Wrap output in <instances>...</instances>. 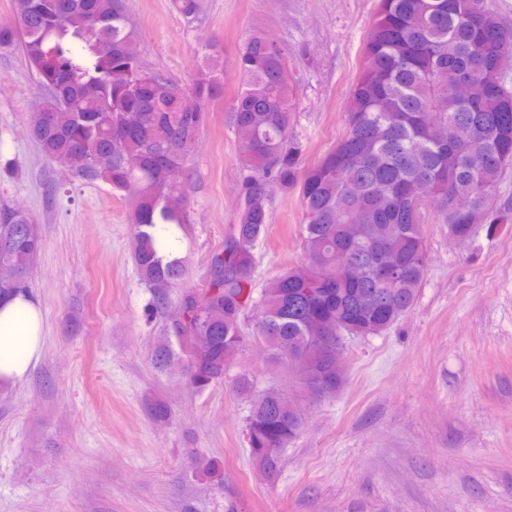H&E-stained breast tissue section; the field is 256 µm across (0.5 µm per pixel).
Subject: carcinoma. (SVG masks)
I'll return each mask as SVG.
<instances>
[{
    "instance_id": "carcinoma-1",
    "label": "carcinoma",
    "mask_w": 512,
    "mask_h": 512,
    "mask_svg": "<svg viewBox=\"0 0 512 512\" xmlns=\"http://www.w3.org/2000/svg\"><path fill=\"white\" fill-rule=\"evenodd\" d=\"M171 7L192 23L202 2ZM14 8L0 50L20 46L43 87L30 138L75 179L103 181L130 201L134 260L153 309L182 288L156 367L183 369L202 393L258 339L272 362L292 368L295 395L278 385L258 390L246 373L235 378L251 403L250 458L268 475L304 426L309 382L319 398L343 384L322 337L342 348L349 337L384 333L413 307L428 266L426 197H438L436 213L459 239L472 234L476 215L490 231L512 222V208L496 204L512 165V90L501 69L503 56L512 58V29L483 0H379L348 131L306 170L304 145L292 136L296 81L286 56L263 32L245 40L230 115L241 144L235 223L199 288L183 287L186 266L172 243L190 223L193 148L223 82L209 67L183 90L146 69L127 0H15ZM484 81L495 97L465 96ZM272 186L298 189L307 259L259 287L254 248L271 224ZM41 246L28 214L0 207V297L30 288ZM338 251L350 254L349 269L335 268ZM198 471L218 480L222 468L204 458Z\"/></svg>"
}]
</instances>
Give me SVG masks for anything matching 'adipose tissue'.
<instances>
[{"label": "adipose tissue", "mask_w": 512, "mask_h": 512, "mask_svg": "<svg viewBox=\"0 0 512 512\" xmlns=\"http://www.w3.org/2000/svg\"><path fill=\"white\" fill-rule=\"evenodd\" d=\"M44 349V317L27 293L0 300V386L27 381Z\"/></svg>", "instance_id": "obj_1"}]
</instances>
